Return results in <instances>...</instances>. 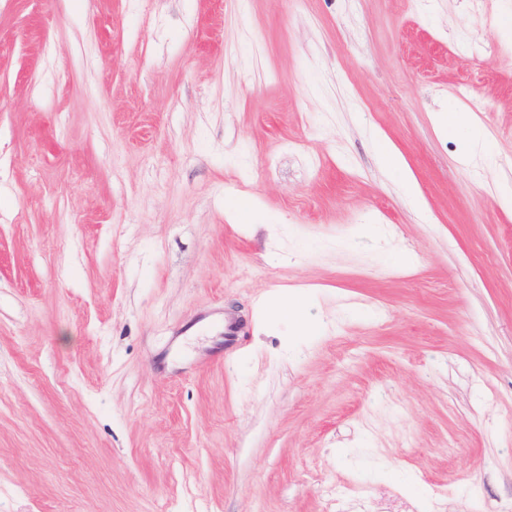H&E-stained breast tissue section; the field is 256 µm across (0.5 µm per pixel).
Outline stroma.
Here are the masks:
<instances>
[{
  "label": "stroma",
  "instance_id": "stroma-1",
  "mask_svg": "<svg viewBox=\"0 0 512 512\" xmlns=\"http://www.w3.org/2000/svg\"><path fill=\"white\" fill-rule=\"evenodd\" d=\"M510 27L0 0V512H512ZM439 124L445 133L462 138L464 144L463 154L465 157H469L478 149H480L485 156L489 155L487 148L481 145L479 140L474 136L471 122L465 117L463 112H458L457 110L441 112ZM269 306L275 314L288 316L289 323L297 333L306 334L313 330V323L302 315L300 302L296 298L276 295L270 300Z\"/></svg>",
  "mask_w": 512,
  "mask_h": 512
}]
</instances>
